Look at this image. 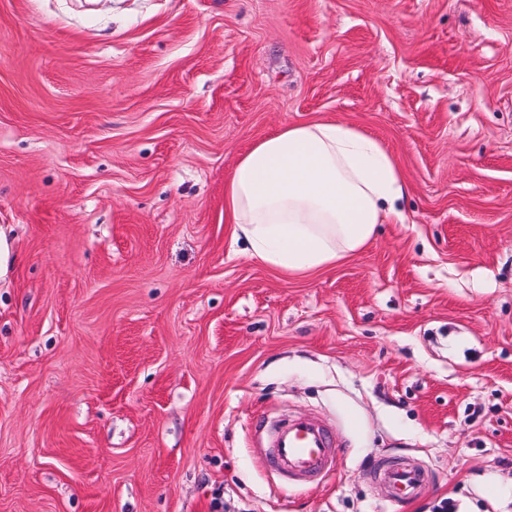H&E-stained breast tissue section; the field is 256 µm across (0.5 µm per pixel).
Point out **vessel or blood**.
Listing matches in <instances>:
<instances>
[{
	"mask_svg": "<svg viewBox=\"0 0 512 512\" xmlns=\"http://www.w3.org/2000/svg\"><path fill=\"white\" fill-rule=\"evenodd\" d=\"M273 451L268 459L271 467L284 470L296 478L326 477L331 461V443L323 429L303 417L275 422L270 429ZM378 479L386 489L391 505L419 495L427 481L423 469L416 466L384 467Z\"/></svg>",
	"mask_w": 512,
	"mask_h": 512,
	"instance_id": "vessel-or-blood-1",
	"label": "vessel or blood"
}]
</instances>
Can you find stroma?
I'll return each instance as SVG.
<instances>
[{
  "label": "stroma",
  "instance_id": "1",
  "mask_svg": "<svg viewBox=\"0 0 512 512\" xmlns=\"http://www.w3.org/2000/svg\"><path fill=\"white\" fill-rule=\"evenodd\" d=\"M407 220L287 276L224 222L282 125ZM0 512H512V0H0ZM304 415L328 479L265 465ZM378 479L386 488V500L393 506L419 495L427 481L426 473L416 466L382 467Z\"/></svg>",
  "mask_w": 512,
  "mask_h": 512
}]
</instances>
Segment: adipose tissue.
<instances>
[{"label":"adipose tissue","instance_id":"obj_1","mask_svg":"<svg viewBox=\"0 0 512 512\" xmlns=\"http://www.w3.org/2000/svg\"><path fill=\"white\" fill-rule=\"evenodd\" d=\"M406 183L395 157L350 125L286 124L257 140L224 182V219L250 257L305 275L363 249L400 222Z\"/></svg>","mask_w":512,"mask_h":512}]
</instances>
